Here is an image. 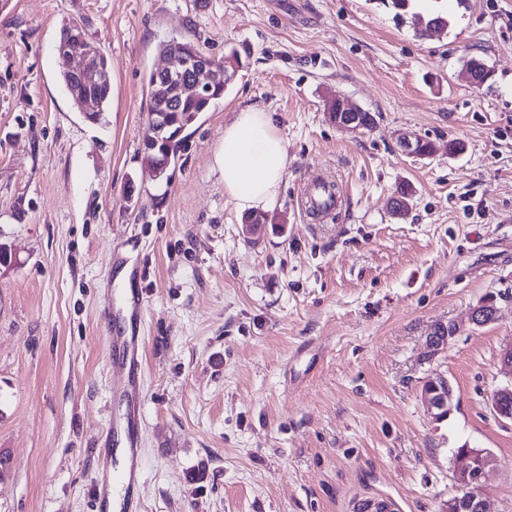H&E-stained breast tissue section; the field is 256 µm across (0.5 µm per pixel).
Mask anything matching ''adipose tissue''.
Instances as JSON below:
<instances>
[{"mask_svg": "<svg viewBox=\"0 0 512 512\" xmlns=\"http://www.w3.org/2000/svg\"><path fill=\"white\" fill-rule=\"evenodd\" d=\"M287 167V150L271 113L248 108L225 124L224 192L239 212L272 208Z\"/></svg>", "mask_w": 512, "mask_h": 512, "instance_id": "ef3b65f1", "label": "adipose tissue"}]
</instances>
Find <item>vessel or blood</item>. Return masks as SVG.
Masks as SVG:
<instances>
[{
  "instance_id": "vessel-or-blood-1",
  "label": "vessel or blood",
  "mask_w": 512,
  "mask_h": 512,
  "mask_svg": "<svg viewBox=\"0 0 512 512\" xmlns=\"http://www.w3.org/2000/svg\"><path fill=\"white\" fill-rule=\"evenodd\" d=\"M121 315L129 328H111L106 336L109 364L121 377L112 387L116 414L108 432L112 446L97 455L98 478L93 498L98 512H141L144 458L142 342L143 299L127 297Z\"/></svg>"
}]
</instances>
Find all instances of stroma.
Instances as JSON below:
<instances>
[{
  "instance_id": "obj_1",
  "label": "stroma",
  "mask_w": 512,
  "mask_h": 512,
  "mask_svg": "<svg viewBox=\"0 0 512 512\" xmlns=\"http://www.w3.org/2000/svg\"><path fill=\"white\" fill-rule=\"evenodd\" d=\"M431 8L445 30L418 26ZM71 20L114 75L97 124L59 79ZM171 39L236 49L242 66L158 179L144 76ZM472 57L493 72L484 86ZM339 95L374 128L330 123ZM247 107L272 112L288 153L253 237L221 163L224 122ZM402 131L432 155L402 154ZM315 182L340 197L323 220L302 205ZM1 244L0 512H94L117 380L99 314L136 267L142 512H439L466 444L498 460L479 488L489 512H512V422L488 405L512 341V0H414L399 20L381 0H0ZM490 294L498 321L470 326ZM439 322L460 331L431 359ZM437 372L455 394L443 421L421 399Z\"/></svg>"
}]
</instances>
